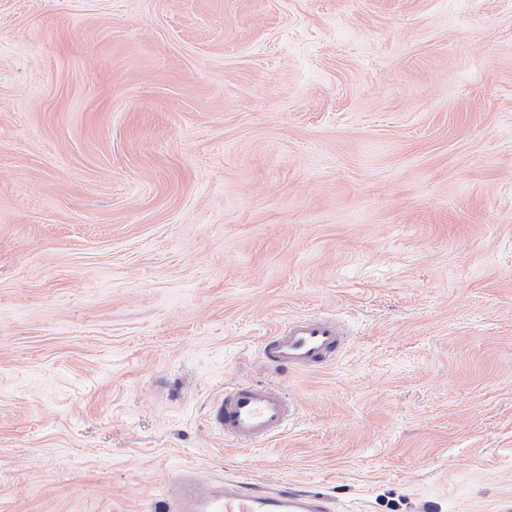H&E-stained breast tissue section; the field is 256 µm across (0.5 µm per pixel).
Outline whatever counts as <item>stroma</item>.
Wrapping results in <instances>:
<instances>
[{
	"mask_svg": "<svg viewBox=\"0 0 512 512\" xmlns=\"http://www.w3.org/2000/svg\"><path fill=\"white\" fill-rule=\"evenodd\" d=\"M316 312L336 362L268 368ZM248 380L299 415L240 447ZM183 465L512 493V0H0V512H160ZM344 323L335 315L309 314L290 317L262 342L266 362L279 367L315 371L329 366L347 341ZM293 415L292 401L279 388L251 382L218 394L209 421L225 440L255 446L285 431Z\"/></svg>",
	"mask_w": 512,
	"mask_h": 512,
	"instance_id": "stroma-1",
	"label": "stroma"
}]
</instances>
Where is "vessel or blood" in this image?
<instances>
[{
  "label": "vessel or blood",
  "mask_w": 512,
  "mask_h": 512,
  "mask_svg": "<svg viewBox=\"0 0 512 512\" xmlns=\"http://www.w3.org/2000/svg\"><path fill=\"white\" fill-rule=\"evenodd\" d=\"M347 330L330 314L298 315L279 324L262 342L266 362L315 371L329 366L344 349ZM294 415L293 403L279 388L244 383L212 401L211 426L225 440L255 446L281 434ZM163 512H338L326 496L290 484L259 487L237 477L203 483L195 467L185 465L173 476Z\"/></svg>",
  "instance_id": "vessel-or-blood-1"
}]
</instances>
